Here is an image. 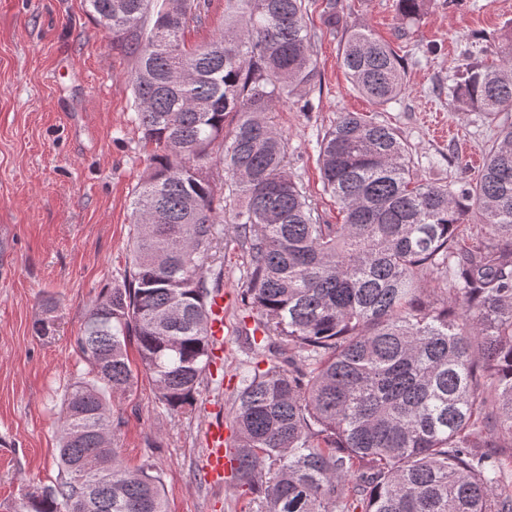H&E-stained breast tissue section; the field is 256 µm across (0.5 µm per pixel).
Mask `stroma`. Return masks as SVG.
Here are the masks:
<instances>
[{"label": "stroma", "instance_id": "1", "mask_svg": "<svg viewBox=\"0 0 512 512\" xmlns=\"http://www.w3.org/2000/svg\"><path fill=\"white\" fill-rule=\"evenodd\" d=\"M316 34L313 107L286 97L272 120L289 142L288 166L323 222L338 224L335 199L323 189L317 139L339 113L384 120L409 146L414 172L436 183L476 181L493 136L475 113L458 111L438 80L460 63L474 32L486 62L512 44V0H425L407 38L397 36L396 0H337L348 26H368L405 61L406 91L381 108L357 93L338 63L346 28L329 31L323 0H306ZM439 45L413 63L412 53ZM131 56L90 14L86 0H0V512H17L26 489L58 475L59 411L67 388L88 365L75 345L102 293L121 286L130 267L131 202L152 146L135 120L127 79ZM239 251L224 253V365L206 378L192 410L162 404L146 376L109 396L119 420L116 444L131 468L151 463L169 512H256L253 494L225 475L202 474L205 431L231 425L246 371L239 333L252 309ZM58 306L53 337L35 324L46 300Z\"/></svg>", "mask_w": 512, "mask_h": 512}]
</instances>
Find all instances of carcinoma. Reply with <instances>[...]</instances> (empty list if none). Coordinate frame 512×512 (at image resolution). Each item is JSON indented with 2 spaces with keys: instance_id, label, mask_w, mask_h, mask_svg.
Here are the masks:
<instances>
[{
  "instance_id": "carcinoma-1",
  "label": "carcinoma",
  "mask_w": 512,
  "mask_h": 512,
  "mask_svg": "<svg viewBox=\"0 0 512 512\" xmlns=\"http://www.w3.org/2000/svg\"><path fill=\"white\" fill-rule=\"evenodd\" d=\"M420 2L397 0L400 36ZM87 3L134 58L155 152L131 203L127 278L76 340L89 370L63 397L58 477L28 488L19 512H167L152 466L123 464L106 395L137 379L133 340L163 404L196 401L222 278L208 276L224 241L218 167L257 313L232 431L234 477L258 490L257 512H512V45L494 66L464 48L448 85L496 127L476 183L415 178L394 128L342 112L318 141L342 223L322 224L270 117L316 78L305 0H225L224 29L191 47L198 0ZM322 22L343 23L336 0ZM340 63L378 106L405 93L402 59L364 26Z\"/></svg>"
}]
</instances>
